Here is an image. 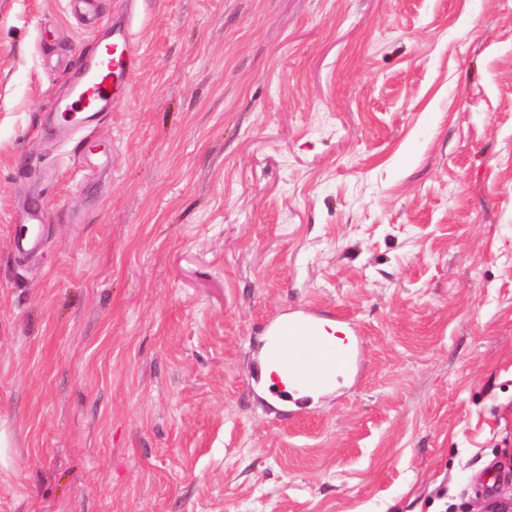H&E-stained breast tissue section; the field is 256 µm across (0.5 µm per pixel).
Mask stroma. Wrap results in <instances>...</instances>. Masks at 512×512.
I'll use <instances>...</instances> for the list:
<instances>
[{"mask_svg":"<svg viewBox=\"0 0 512 512\" xmlns=\"http://www.w3.org/2000/svg\"><path fill=\"white\" fill-rule=\"evenodd\" d=\"M98 6L0 0V512H480L512 482V0ZM124 20L125 99L64 138ZM304 308L363 362L292 417L254 372ZM45 222V215L42 210L33 208L25 220L20 224L16 233V248L25 250V247L35 248L39 244L40 226Z\"/></svg>","mask_w":512,"mask_h":512,"instance_id":"35a3bbf8","label":"stroma"}]
</instances>
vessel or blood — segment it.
I'll return each mask as SVG.
<instances>
[{
	"label": "vessel or blood",
	"instance_id": "1",
	"mask_svg": "<svg viewBox=\"0 0 512 512\" xmlns=\"http://www.w3.org/2000/svg\"><path fill=\"white\" fill-rule=\"evenodd\" d=\"M135 54L134 37L126 26L120 27L111 41L98 44L71 92L51 104L61 125L84 126L89 114L110 111L114 102L123 99L134 74ZM44 222L43 211L32 209L16 233L17 249L37 247ZM318 322L316 313L296 311L269 326L279 363L291 383L289 396L329 388L339 373H351L358 361V346L340 348L321 342L316 332Z\"/></svg>",
	"mask_w": 512,
	"mask_h": 512
}]
</instances>
